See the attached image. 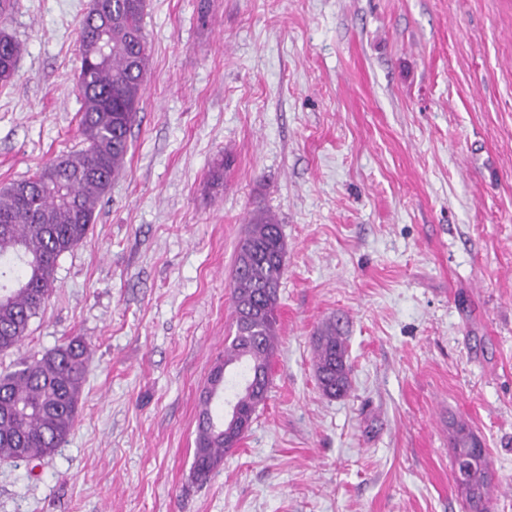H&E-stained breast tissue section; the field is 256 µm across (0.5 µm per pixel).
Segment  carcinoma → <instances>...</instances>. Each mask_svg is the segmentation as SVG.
Listing matches in <instances>:
<instances>
[{
  "instance_id": "obj_1",
  "label": "carcinoma",
  "mask_w": 512,
  "mask_h": 512,
  "mask_svg": "<svg viewBox=\"0 0 512 512\" xmlns=\"http://www.w3.org/2000/svg\"><path fill=\"white\" fill-rule=\"evenodd\" d=\"M14 7L0 0V85L13 81L22 52L4 16ZM146 0H105L82 22L79 52L80 136L83 148L44 164L38 173L0 190V354L17 349L43 314L56 288L58 259L88 235L95 212L125 168L132 126L144 90L148 62L143 26ZM286 242L278 220L250 214L231 275L234 335L224 343L222 366L236 379V401L246 425L224 428V410L201 400L192 476L204 483L248 432L267 399L270 362L279 344V288ZM318 386L329 398L351 388L345 339L328 322L313 336ZM90 347L72 339L41 357L23 359L0 372V459L40 460L70 435L86 381ZM485 452L463 423L456 424L454 458ZM477 459L465 496L467 512H488L492 479Z\"/></svg>"
}]
</instances>
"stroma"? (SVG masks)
I'll return each mask as SVG.
<instances>
[{"mask_svg": "<svg viewBox=\"0 0 512 512\" xmlns=\"http://www.w3.org/2000/svg\"><path fill=\"white\" fill-rule=\"evenodd\" d=\"M89 0H19L0 187L81 149ZM125 170L0 371L91 346L72 432L0 512H462L449 418L512 512V0H147ZM223 167L220 185L211 173ZM287 244L268 399L210 481L201 398L250 213ZM336 322L351 390L323 395ZM314 365L318 386L329 398L347 395L351 388L345 339L328 322L313 336ZM475 435L472 433V431L468 428L467 425L464 423H457L456 429H455V435H454V468H453V475H454V481L456 483V464L459 458V455L463 454L464 452L469 453L476 451L480 454L484 452V458L487 462L485 449L481 448V445L479 441L475 442Z\"/></svg>", "mask_w": 512, "mask_h": 512, "instance_id": "35a3bbf8", "label": "stroma"}]
</instances>
